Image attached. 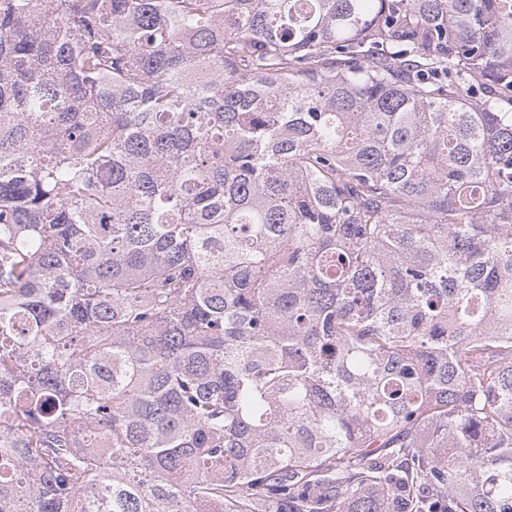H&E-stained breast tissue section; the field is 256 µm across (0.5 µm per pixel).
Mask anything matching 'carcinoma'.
I'll list each match as a JSON object with an SVG mask.
<instances>
[{
  "label": "carcinoma",
  "instance_id": "1",
  "mask_svg": "<svg viewBox=\"0 0 512 512\" xmlns=\"http://www.w3.org/2000/svg\"><path fill=\"white\" fill-rule=\"evenodd\" d=\"M0 512H512V0H0Z\"/></svg>",
  "mask_w": 512,
  "mask_h": 512
}]
</instances>
